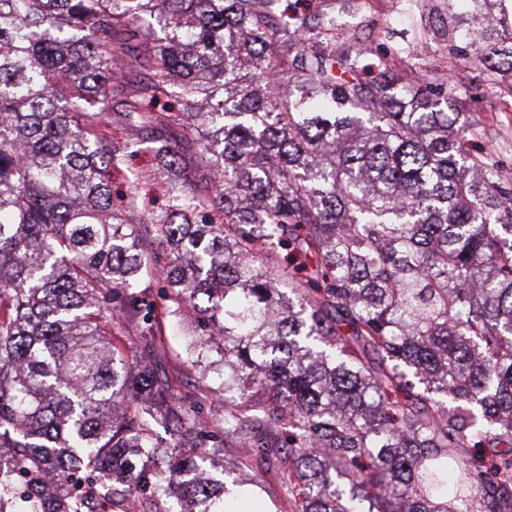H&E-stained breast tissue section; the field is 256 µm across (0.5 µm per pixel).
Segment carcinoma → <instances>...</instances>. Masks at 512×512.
Masks as SVG:
<instances>
[{"label": "carcinoma", "instance_id": "cac0c4a2", "mask_svg": "<svg viewBox=\"0 0 512 512\" xmlns=\"http://www.w3.org/2000/svg\"><path fill=\"white\" fill-rule=\"evenodd\" d=\"M300 2L0 0V512H220L247 458L290 512H512V176L459 111L512 97V0H399L397 46ZM114 108L200 168L148 258ZM168 318L210 423L157 371Z\"/></svg>", "mask_w": 512, "mask_h": 512}]
</instances>
